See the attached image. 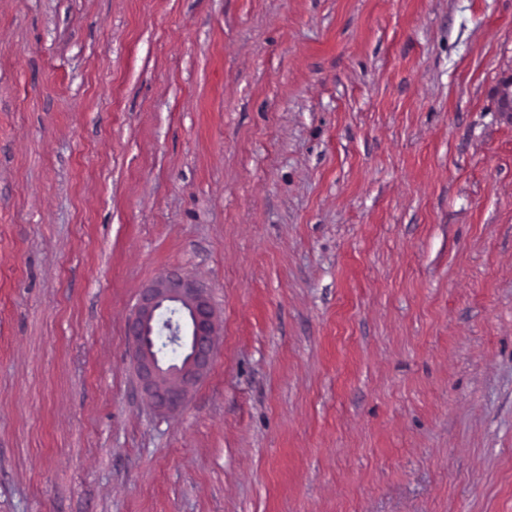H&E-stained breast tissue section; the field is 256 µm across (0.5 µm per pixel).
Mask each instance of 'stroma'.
<instances>
[{"label": "stroma", "instance_id": "1", "mask_svg": "<svg viewBox=\"0 0 512 512\" xmlns=\"http://www.w3.org/2000/svg\"><path fill=\"white\" fill-rule=\"evenodd\" d=\"M511 83L512 0H0V512H512ZM179 305L187 314L188 334L180 327L179 336H189L188 356L176 367L172 364L183 361L186 354L184 340L180 343L167 341L175 346V362L159 357L149 346L151 336L163 324L161 314L166 304ZM219 327L216 309L209 289L198 280L181 274L155 280L139 294L130 315L127 327L128 352L132 360L139 386L151 399L154 407L162 412L183 408L197 384L209 372L219 345ZM159 336H155L153 347Z\"/></svg>", "mask_w": 512, "mask_h": 512}]
</instances>
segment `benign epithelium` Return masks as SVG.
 Instances as JSON below:
<instances>
[{"instance_id":"benign-epithelium-1","label":"benign epithelium","mask_w":512,"mask_h":512,"mask_svg":"<svg viewBox=\"0 0 512 512\" xmlns=\"http://www.w3.org/2000/svg\"><path fill=\"white\" fill-rule=\"evenodd\" d=\"M174 303L187 314L188 356L169 368L152 352L149 340L163 324V307ZM128 352L139 386L162 412L183 408L197 384L209 372L219 345L216 309L209 289L198 280L181 274L160 278L139 294L127 327Z\"/></svg>"}]
</instances>
